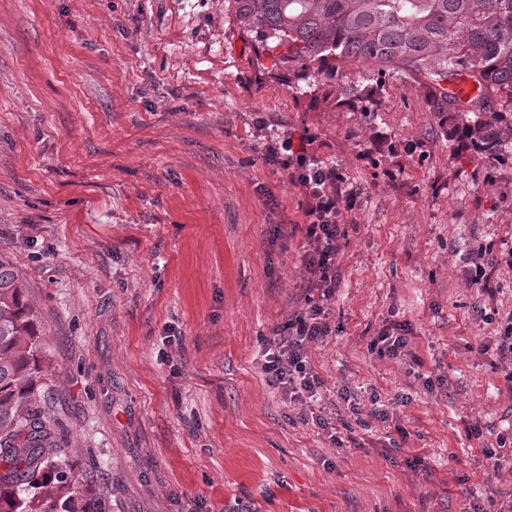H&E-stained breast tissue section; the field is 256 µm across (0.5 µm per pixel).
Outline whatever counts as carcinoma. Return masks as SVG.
<instances>
[{
    "label": "carcinoma",
    "instance_id": "cac0c4a2",
    "mask_svg": "<svg viewBox=\"0 0 512 512\" xmlns=\"http://www.w3.org/2000/svg\"><path fill=\"white\" fill-rule=\"evenodd\" d=\"M224 9L272 55L315 79L339 62L416 79L438 112L455 111L441 83L468 71L482 95L468 138L491 158L512 157V0H224ZM37 315L14 268L0 260V512H102L88 476L50 459L41 418L46 379Z\"/></svg>",
    "mask_w": 512,
    "mask_h": 512
}]
</instances>
